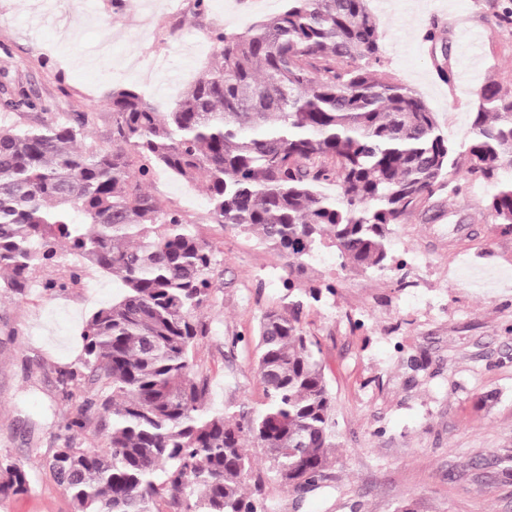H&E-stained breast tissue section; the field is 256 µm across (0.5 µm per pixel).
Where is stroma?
Masks as SVG:
<instances>
[{
  "mask_svg": "<svg viewBox=\"0 0 512 512\" xmlns=\"http://www.w3.org/2000/svg\"><path fill=\"white\" fill-rule=\"evenodd\" d=\"M497 0H369L383 69L412 87L449 141H460L490 81L512 87V25L498 24ZM0 0V125L30 127L89 116L87 142L111 147L112 89L133 86L160 110L185 89L183 72L212 60L216 30L238 32L281 11L284 0ZM448 43L451 83L437 74L423 36ZM32 100L34 108L10 109ZM494 186L463 179L439 193L464 229L409 217L392 227L391 270L357 272L321 250L283 280L285 262L254 235L212 223L207 199L160 169L150 192L180 210L223 251L217 289L203 309L209 327L194 348L210 403L259 406L253 369L256 329L279 310L317 340L334 396L339 446L315 486L281 485L262 449L250 448L249 495L268 512H512V476L496 460L512 454V232L487 208ZM333 285L321 302L310 286ZM121 284L87 268L79 284L15 294L0 281V456L23 464L28 491L0 495V512H74L46 459L59 424L85 387L65 390L60 372L79 365L80 330Z\"/></svg>",
  "mask_w": 512,
  "mask_h": 512,
  "instance_id": "stroma-1",
  "label": "stroma"
}]
</instances>
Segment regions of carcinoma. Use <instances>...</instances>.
<instances>
[{
  "label": "carcinoma",
  "mask_w": 512,
  "mask_h": 512,
  "mask_svg": "<svg viewBox=\"0 0 512 512\" xmlns=\"http://www.w3.org/2000/svg\"><path fill=\"white\" fill-rule=\"evenodd\" d=\"M242 32L218 31L217 54L169 112L115 88L112 147L85 143L87 115L38 127L0 126V277L23 295L36 272L77 284L74 254L122 291L85 321L80 366L64 385L88 396L64 420L49 468L76 512H157L199 493L194 512H262L244 495L245 442L274 476L315 485L338 446L333 397L317 343L270 310L257 330L258 407L213 408L193 363L200 312L223 251L147 190L156 169L206 195L211 219L258 235L294 271L322 247L354 270H386L391 226L433 209L460 179H497L488 208L512 231V89L489 83L469 134L450 142L412 88L379 69L367 0H286ZM438 78L448 45L429 29ZM338 187L334 194L324 188ZM104 446L79 442L90 426ZM27 491L24 466L0 458V493Z\"/></svg>",
  "instance_id": "cac0c4a2"
}]
</instances>
